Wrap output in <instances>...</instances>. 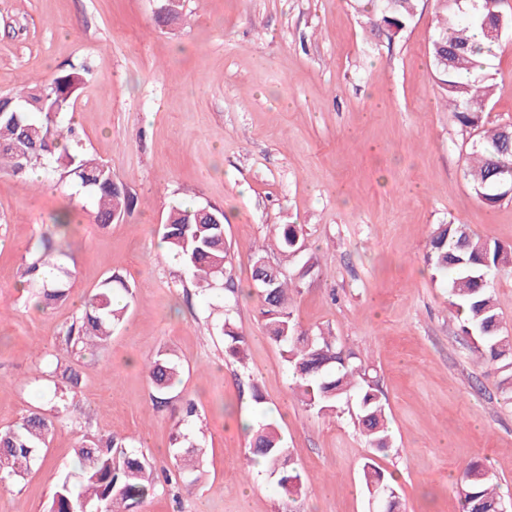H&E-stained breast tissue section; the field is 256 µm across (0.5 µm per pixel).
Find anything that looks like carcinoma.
<instances>
[{
  "label": "carcinoma",
  "mask_w": 512,
  "mask_h": 512,
  "mask_svg": "<svg viewBox=\"0 0 512 512\" xmlns=\"http://www.w3.org/2000/svg\"><path fill=\"white\" fill-rule=\"evenodd\" d=\"M184 0H160L156 22L162 26L183 18ZM416 9V0H371L370 28L385 27L395 35L404 33ZM512 29V7L506 0H438L435 32L430 44V62L435 82L447 109L469 136V162L465 170L476 198L488 207L507 199L493 161L512 166V146L504 142L503 126H487L484 114L492 91L487 65L475 60L484 52L475 40L480 35L489 46L497 40L488 31ZM91 76L84 63L69 64L41 81H31L13 93L0 94V172L27 176L40 169L48 176L60 174L91 200L90 220L102 228L133 209L137 200L116 179L112 168L87 156L75 128L67 119L74 102ZM206 207L173 208L162 225L166 252L179 259L193 282L210 288L231 279L232 259L224 241V211L206 209L213 216L206 222ZM271 238L285 258L305 249L303 226L274 224ZM64 252L54 254L45 246L42 254L26 263L21 278L41 290L47 304L66 299L75 270ZM427 263L432 278L446 283L450 305L460 320L462 333L471 341V352L485 364L512 366V335L503 330L502 318L491 292V283L504 267L512 265V248L473 234L465 224H440L429 240ZM259 313L269 338L279 348L291 378L290 389L305 407L322 415H336L350 397H356V426L368 447L384 452L392 447L385 404L371 369L353 352L344 349L321 330L300 329L294 318V295L299 285L282 268L269 281H255ZM130 289L117 275L106 278L86 301L76 321L67 329L65 341L86 351L112 336L124 318L126 306L113 303V290ZM227 356L240 363L245 358L247 336L229 320L221 327ZM152 400L163 401L181 383V369L168 353L146 361ZM55 417L37 410L25 414L16 425L0 431V482L13 481L42 457ZM252 458L262 460L269 476L288 495L303 488L300 469L273 421L261 423L250 441ZM178 475L183 481L200 471L203 451L184 448L175 438L172 449ZM75 453L79 471L65 475L54 488L49 512H137L153 493L158 476L169 481L167 469H157L133 450L122 437L85 436ZM365 489L383 509L396 512L397 490L392 475L385 474L371 457L361 467ZM463 512H496L502 507L497 478L479 461L461 472Z\"/></svg>",
  "instance_id": "1"
}]
</instances>
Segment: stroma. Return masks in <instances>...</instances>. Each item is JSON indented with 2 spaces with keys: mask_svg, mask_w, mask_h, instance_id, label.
I'll return each mask as SVG.
<instances>
[{
  "mask_svg": "<svg viewBox=\"0 0 512 512\" xmlns=\"http://www.w3.org/2000/svg\"><path fill=\"white\" fill-rule=\"evenodd\" d=\"M156 7L0 0V94L87 62L73 124L138 199L108 228L82 215L61 235L55 217L71 186L0 174V431L35 408L53 414L62 379L48 363L79 375L41 460L0 484V512H48L82 436L127 437L168 466L179 432L203 449L202 474L189 487L162 483L139 512H370L355 404L336 416L306 410L259 315L252 248L273 224L304 228L300 256L267 255L291 275L311 265L294 299L299 325L336 336L377 377L394 446L376 463L397 475L405 512H460L455 482L473 460L512 503L506 374L475 361L425 263L432 231L449 222L512 246V200L489 208L474 197L467 135L432 76L435 0H419L398 36L369 29L352 0H185L186 22L171 27L156 24ZM489 70L485 119L512 122V34ZM176 203L224 211L237 302L220 289L201 295L164 255L161 222ZM46 238L76 273L68 300L43 311L20 269ZM114 274L133 292L125 321L95 352L72 351L67 328ZM226 318L248 337L245 365L224 352ZM160 351L184 369L165 404L152 401L144 370ZM187 401L196 416L186 423ZM244 418L278 424L305 479L300 494L250 469Z\"/></svg>",
  "mask_w": 512,
  "mask_h": 512,
  "instance_id": "obj_1",
  "label": "stroma"
}]
</instances>
